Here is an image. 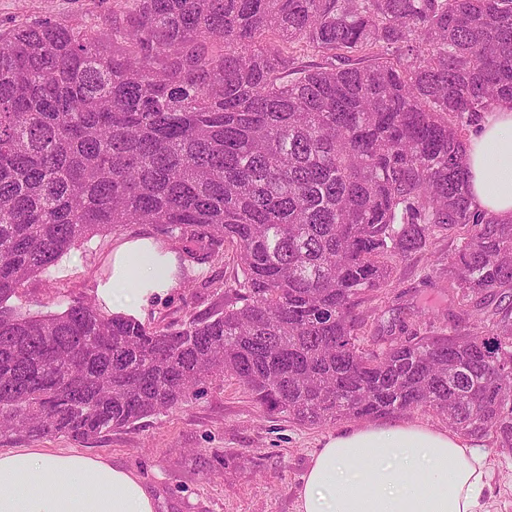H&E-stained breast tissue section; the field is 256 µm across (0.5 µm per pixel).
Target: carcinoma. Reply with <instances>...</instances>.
I'll return each instance as SVG.
<instances>
[{"label": "carcinoma", "mask_w": 512, "mask_h": 512, "mask_svg": "<svg viewBox=\"0 0 512 512\" xmlns=\"http://www.w3.org/2000/svg\"><path fill=\"white\" fill-rule=\"evenodd\" d=\"M136 2L118 51L51 18L0 44V438L103 437L229 376L301 425L429 409L512 448V223L464 182L465 131L512 101V0ZM135 224L198 264L232 245L241 278L176 325L10 304ZM460 230L466 332L360 347L385 259Z\"/></svg>", "instance_id": "obj_1"}]
</instances>
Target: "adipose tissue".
Returning <instances> with one entry per match:
<instances>
[{
  "label": "adipose tissue",
  "instance_id": "1",
  "mask_svg": "<svg viewBox=\"0 0 512 512\" xmlns=\"http://www.w3.org/2000/svg\"><path fill=\"white\" fill-rule=\"evenodd\" d=\"M473 208L512 220V103L488 112L466 141ZM96 297L129 314L178 287L176 253L155 237L116 245ZM485 458L459 434L399 422L329 437L298 491V512H484ZM0 512H156L137 475L75 449H0Z\"/></svg>",
  "mask_w": 512,
  "mask_h": 512
}]
</instances>
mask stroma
Returning a JSON list of instances; mask_svg holds the SVG:
<instances>
[{
    "instance_id": "obj_1",
    "label": "stroma",
    "mask_w": 512,
    "mask_h": 512,
    "mask_svg": "<svg viewBox=\"0 0 512 512\" xmlns=\"http://www.w3.org/2000/svg\"><path fill=\"white\" fill-rule=\"evenodd\" d=\"M135 0H0V34L51 18L94 26L102 18L124 21ZM145 234L163 237L154 225H133L81 241L47 273L32 277L18 303L53 311L56 297L95 300L97 283L110 270L117 242ZM455 235L436 236L425 251L394 259L389 287L370 298L361 347L380 351L395 335L392 323L421 334L452 328L455 300L448 288V259ZM237 273L232 251L222 262L188 266L197 288L178 287L145 309L142 322L166 325L218 303ZM342 420L321 427L299 425L268 414L233 378L209 385L205 393L169 413L143 419L111 435L78 444L60 437L39 440L42 448L72 447L129 470L153 489L156 512H297V491L314 454L327 437L347 429ZM484 455L490 483L482 500L488 512H512V449L475 441Z\"/></svg>"
}]
</instances>
